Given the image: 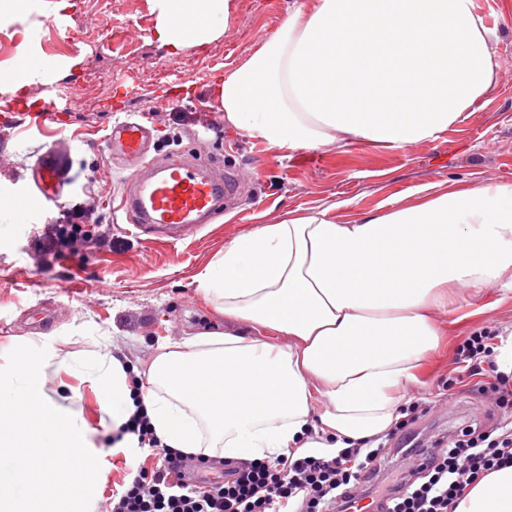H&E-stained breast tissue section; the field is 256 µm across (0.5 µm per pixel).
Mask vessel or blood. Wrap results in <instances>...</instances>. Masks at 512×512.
<instances>
[{
    "mask_svg": "<svg viewBox=\"0 0 512 512\" xmlns=\"http://www.w3.org/2000/svg\"><path fill=\"white\" fill-rule=\"evenodd\" d=\"M108 156L137 160L120 207L134 229L182 239L211 223L223 211L224 176L211 164L185 156L174 162L146 161L150 135L146 127L125 121L112 126L105 139ZM35 187L44 197L62 189L65 163L48 150L35 163Z\"/></svg>",
    "mask_w": 512,
    "mask_h": 512,
    "instance_id": "b4317fda",
    "label": "vessel or blood"
}]
</instances>
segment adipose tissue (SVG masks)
<instances>
[{
  "instance_id": "obj_1",
  "label": "adipose tissue",
  "mask_w": 512,
  "mask_h": 512,
  "mask_svg": "<svg viewBox=\"0 0 512 512\" xmlns=\"http://www.w3.org/2000/svg\"><path fill=\"white\" fill-rule=\"evenodd\" d=\"M153 2L156 40L173 56L221 35L231 4ZM33 39L23 30L0 90L43 80ZM498 40L473 0H296L214 87L225 125L273 148L403 149L439 140L495 91ZM199 281L223 332L160 346L141 390L111 353L88 358L113 423L144 407L166 448L221 461L379 440L437 346L450 289L512 288V181L430 184L346 222L325 208L262 224ZM454 512H512V465Z\"/></svg>"
}]
</instances>
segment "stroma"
I'll use <instances>...</instances> for the list:
<instances>
[{
	"mask_svg": "<svg viewBox=\"0 0 512 512\" xmlns=\"http://www.w3.org/2000/svg\"><path fill=\"white\" fill-rule=\"evenodd\" d=\"M72 2L62 17H29L40 32L33 54L53 63L31 94L54 101L53 119L38 123L21 95L0 93V194L27 198L21 208H0V365L22 337L57 353L43 373L46 390L93 429L96 487L106 501L126 481L127 461L142 453L112 445V418L101 411L92 382L66 372L62 360L96 349L144 370L159 345L223 331L224 318L205 299L198 274L235 236L278 223L287 212L331 204L347 220L429 183L512 180V9L507 0H477L476 11L499 35V87L442 139L405 149L355 142L289 150L225 126L213 82L286 22L293 0H232L220 37L175 56L155 38L152 0H121L113 13L101 10V0ZM129 118L153 128L157 158L190 152L220 166L233 186L223 215L178 243L129 226L117 205L130 170L107 163L104 143L108 128ZM51 147L66 159L57 205L31 190L32 165ZM87 193L121 248L45 260L38 243L47 225ZM439 325L438 346L423 371L426 385L407 395L421 403L411 426L421 450L446 447L465 426L500 420L493 397L476 390L487 376L465 373L456 350L478 328L512 329V290L462 297Z\"/></svg>",
	"mask_w": 512,
	"mask_h": 512,
	"instance_id": "stroma-1",
	"label": "stroma"
}]
</instances>
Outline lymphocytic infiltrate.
<instances>
[{"mask_svg":"<svg viewBox=\"0 0 512 512\" xmlns=\"http://www.w3.org/2000/svg\"><path fill=\"white\" fill-rule=\"evenodd\" d=\"M97 204L86 199L64 209L51 225L44 249L52 257L77 255L107 245L96 234ZM500 339L480 328L459 346L471 374L494 373L493 388L502 411L492 427H466L450 445L418 456L417 476L380 484L382 448L353 446L334 455L293 457L236 463L220 483H205L183 473L185 455L165 448L143 412L133 414L113 434V441L131 435L147 449L150 465L129 468V479L112 494L110 512H356L370 501L379 512H450L467 489L491 472L512 464V374L500 372L494 360Z\"/></svg>","mask_w":512,"mask_h":512,"instance_id":"f902f5d3","label":"lymphocytic infiltrate"}]
</instances>
